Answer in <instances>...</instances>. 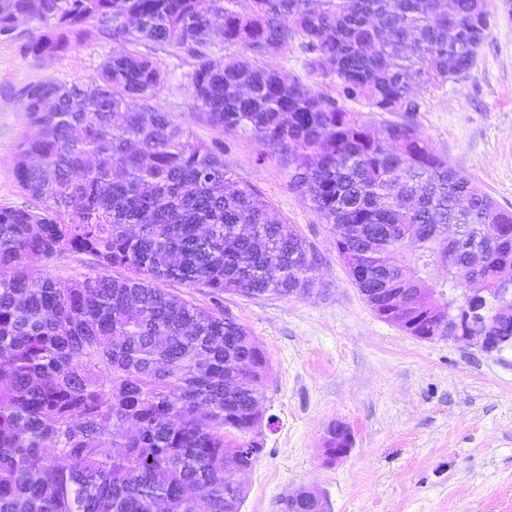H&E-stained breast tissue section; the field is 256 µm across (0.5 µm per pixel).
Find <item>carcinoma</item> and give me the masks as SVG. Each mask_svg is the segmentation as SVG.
Instances as JSON below:
<instances>
[{
	"label": "carcinoma",
	"instance_id": "1",
	"mask_svg": "<svg viewBox=\"0 0 512 512\" xmlns=\"http://www.w3.org/2000/svg\"><path fill=\"white\" fill-rule=\"evenodd\" d=\"M0 0V35L24 15L59 33L23 45L62 56L71 38L114 44L88 91L41 81L21 92L39 163L17 170L34 207H0V512H240L242 476L263 446L266 353L227 312L158 287L214 296L302 293L311 246L253 185L224 170V148L197 140L151 105L172 47L195 60L201 118L254 135L266 158L294 165L292 185L331 225L357 288L410 265L465 264L494 303H512V211L417 137V86L474 68L486 0ZM224 48L274 58L293 43L339 99L401 112L383 136L269 65L210 58ZM145 50H139V47ZM462 228L448 239V225ZM84 256L63 285L50 269ZM112 269L127 272L122 277ZM416 329L448 335V302L414 295Z\"/></svg>",
	"mask_w": 512,
	"mask_h": 512
}]
</instances>
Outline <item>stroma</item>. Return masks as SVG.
Wrapping results in <instances>:
<instances>
[{
  "label": "stroma",
  "mask_w": 512,
  "mask_h": 512,
  "mask_svg": "<svg viewBox=\"0 0 512 512\" xmlns=\"http://www.w3.org/2000/svg\"><path fill=\"white\" fill-rule=\"evenodd\" d=\"M50 20L21 18L0 36V207L29 205L16 170L30 131L22 89L39 81L91 85L113 44L94 35L63 56L24 53L27 36ZM168 72L157 104L194 137L224 146L228 174L248 180L314 254L309 293L289 298L215 297L203 288L163 289L210 309L229 311L266 352L270 372L259 432L263 452L243 478L241 512H283L285 497L309 489L328 512H512V347L487 354L437 338L422 340L378 317L351 280L326 224L291 186L293 168L260 160L254 136L202 121L190 86L191 57L156 50ZM300 46L273 63L286 79L338 95ZM421 140L512 209V17L494 11L473 70L443 87L417 88ZM335 422L353 445L325 463L323 438Z\"/></svg>",
  "instance_id": "obj_1"
}]
</instances>
